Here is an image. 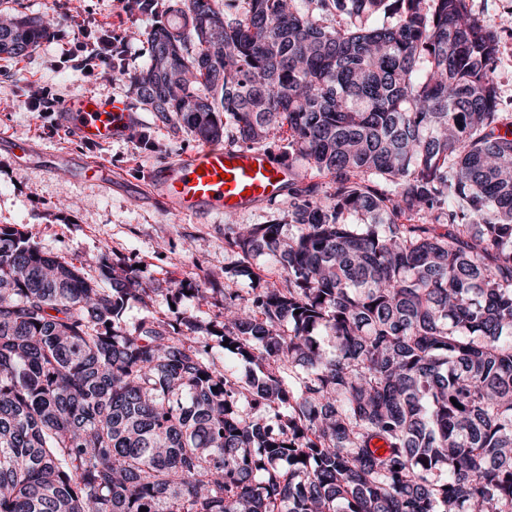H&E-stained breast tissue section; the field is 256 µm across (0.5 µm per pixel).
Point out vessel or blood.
I'll return each mask as SVG.
<instances>
[{
    "instance_id": "vessel-or-blood-1",
    "label": "vessel or blood",
    "mask_w": 512,
    "mask_h": 512,
    "mask_svg": "<svg viewBox=\"0 0 512 512\" xmlns=\"http://www.w3.org/2000/svg\"><path fill=\"white\" fill-rule=\"evenodd\" d=\"M76 138L93 144L121 138L135 122L125 101L82 96L61 104ZM294 172L261 150L207 145L153 172L169 211L179 216L232 213L276 200Z\"/></svg>"
}]
</instances>
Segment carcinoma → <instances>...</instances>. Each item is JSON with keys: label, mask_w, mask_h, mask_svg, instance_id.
Returning a JSON list of instances; mask_svg holds the SVG:
<instances>
[{"label": "carcinoma", "mask_w": 512, "mask_h": 512, "mask_svg": "<svg viewBox=\"0 0 512 512\" xmlns=\"http://www.w3.org/2000/svg\"><path fill=\"white\" fill-rule=\"evenodd\" d=\"M161 14L148 64L120 73L139 102L202 143L282 135L297 173L288 232H224L243 287L210 336L254 370L209 357L191 311L127 327L148 306L134 267L95 277L0 227V512H512L497 33L467 0ZM53 25L0 13V57ZM256 257L283 287H258Z\"/></svg>", "instance_id": "cac0c4a2"}]
</instances>
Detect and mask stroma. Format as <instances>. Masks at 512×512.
Wrapping results in <instances>:
<instances>
[{"label":"stroma","mask_w":512,"mask_h":512,"mask_svg":"<svg viewBox=\"0 0 512 512\" xmlns=\"http://www.w3.org/2000/svg\"><path fill=\"white\" fill-rule=\"evenodd\" d=\"M474 17L499 35L495 82L499 109L512 113V0H468ZM0 5L35 15H52L58 23L49 36L15 59H0V226L29 233L43 250L76 263L92 258L141 265V282L151 290L149 307L134 304L124 314L134 323L145 314L171 315L187 307L176 296V284L211 278L219 292L198 313L200 320L222 318L220 291L236 287L228 271L240 261L224 242V226L287 221L288 201L250 209L233 216L213 214L184 218L170 213L152 178L155 167L179 161L200 149L182 124L156 120L146 106L130 99L126 81L90 79L65 63L78 29H124L131 53L126 72L146 66V35L157 23L148 14L131 19L119 0H0ZM50 87L60 102L77 96L126 99L136 116L133 137L108 144L76 141L58 106L41 111L29 107L34 90ZM34 143L36 151L17 156L8 140ZM75 159L106 169L111 186L75 179L67 162Z\"/></svg>","instance_id":"stroma-1"}]
</instances>
